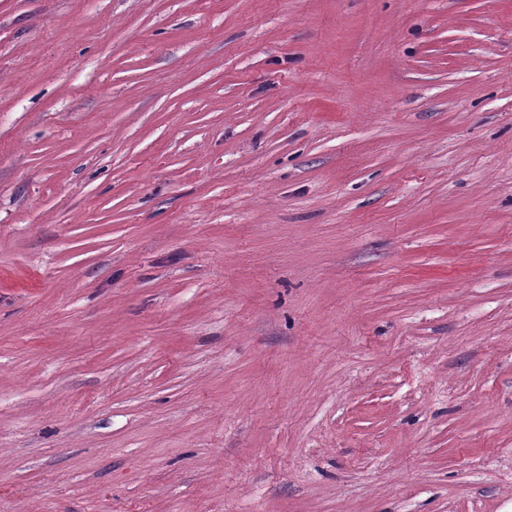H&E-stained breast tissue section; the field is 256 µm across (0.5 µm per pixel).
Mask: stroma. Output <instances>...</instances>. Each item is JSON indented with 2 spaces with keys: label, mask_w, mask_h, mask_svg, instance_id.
Wrapping results in <instances>:
<instances>
[{
  "label": "stroma",
  "mask_w": 512,
  "mask_h": 512,
  "mask_svg": "<svg viewBox=\"0 0 512 512\" xmlns=\"http://www.w3.org/2000/svg\"><path fill=\"white\" fill-rule=\"evenodd\" d=\"M0 512H512V0H0Z\"/></svg>",
  "instance_id": "obj_1"
}]
</instances>
